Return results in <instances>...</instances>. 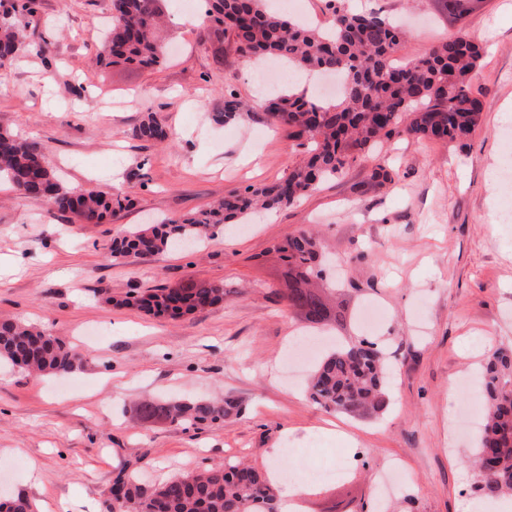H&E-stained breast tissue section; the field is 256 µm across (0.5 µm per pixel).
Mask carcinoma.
<instances>
[{
  "instance_id": "carcinoma-1",
  "label": "carcinoma",
  "mask_w": 512,
  "mask_h": 512,
  "mask_svg": "<svg viewBox=\"0 0 512 512\" xmlns=\"http://www.w3.org/2000/svg\"><path fill=\"white\" fill-rule=\"evenodd\" d=\"M109 42L96 49L108 64L154 68L165 60L160 0H109ZM207 20L239 53L262 56L309 72L344 74L336 103L326 105L303 94L280 93L268 105L271 123L288 138L308 145L306 161L279 181L232 190L209 207L177 221L140 224L114 238L113 257L145 258L173 246L197 244L226 224L258 210L291 205L351 162L365 158L394 135L462 142L478 126L483 103L471 92V76L482 59L479 45L449 38L427 54L400 65L393 62L403 32L379 11L355 13L327 0L326 29L270 11L264 0H207ZM38 22L37 0L0 2V68L12 63L26 41L19 12ZM244 111L234 94L224 98L215 121L230 122ZM140 140L163 144L169 129L145 113L135 131ZM47 213L79 224H102L124 210L119 193L66 187L45 159L43 145L0 130V182ZM276 251L288 266V306L315 326L331 321L328 300L310 285L322 277L321 245L310 231L287 236ZM224 302V285L188 279L173 288L129 295L119 304L154 316L179 317ZM83 355L55 336L17 321H0V362L32 374H67ZM486 418L473 458L477 492L482 497L512 495V347L500 348L480 373ZM309 398L326 411L359 418L378 417L390 408L383 353L367 339L338 347L315 367ZM233 410L228 399L144 400L136 409L142 422L165 420L202 424L224 420ZM120 494L109 498L108 512H278L277 493L262 470L242 462H222L158 484L141 481L128 468L115 472ZM0 512H34L23 495L0 498Z\"/></svg>"
}]
</instances>
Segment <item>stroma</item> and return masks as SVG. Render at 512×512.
Wrapping results in <instances>:
<instances>
[{"mask_svg":"<svg viewBox=\"0 0 512 512\" xmlns=\"http://www.w3.org/2000/svg\"><path fill=\"white\" fill-rule=\"evenodd\" d=\"M360 2L405 19L397 61L450 37L482 45L471 89L485 108L473 135L390 139L293 205L189 249L127 259L106 248L133 225L273 183L305 150L253 104V58L199 22V0H162L168 59L155 71L98 61L107 0H40L28 50L0 68V129L47 145L66 186L119 193L131 205L107 223L76 224L0 189V320L48 329L84 356L63 377L0 364V493L26 495L36 512H105L120 466L156 482L245 460L305 479L301 512H473L476 435L455 436L453 425L461 405L484 401L486 358L512 346V223H497L506 190L488 178L507 163L512 0H476L461 15L443 0ZM231 93L248 109L215 123ZM146 112L170 129V146L135 137ZM378 165L391 182L371 180ZM307 225L324 239L321 284L342 310L321 332L289 308L274 249ZM190 278L223 284V304L171 320L103 299ZM370 303L387 312L373 340L385 352L392 406L365 420L309 400L284 354L304 331L328 346L357 339ZM163 396L227 397L241 411L198 426H132L137 403ZM344 459L342 477L317 479ZM395 463L401 489L385 499L379 479Z\"/></svg>","mask_w":512,"mask_h":512,"instance_id":"stroma-1","label":"stroma"}]
</instances>
